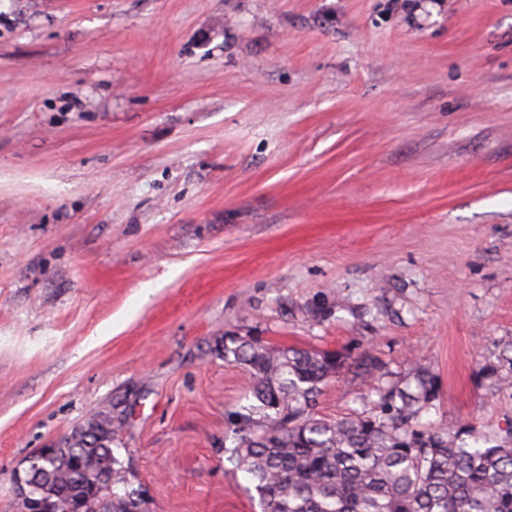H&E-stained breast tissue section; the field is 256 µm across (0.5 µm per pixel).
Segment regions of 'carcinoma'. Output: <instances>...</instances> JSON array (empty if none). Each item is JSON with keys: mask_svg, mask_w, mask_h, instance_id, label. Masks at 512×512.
Here are the masks:
<instances>
[{"mask_svg": "<svg viewBox=\"0 0 512 512\" xmlns=\"http://www.w3.org/2000/svg\"><path fill=\"white\" fill-rule=\"evenodd\" d=\"M224 359L248 367L254 404L228 413L224 456L245 474L262 512H512V428L486 438L421 422L436 399L433 375L378 387L363 410L328 421L316 397L338 374L335 353L275 351L245 337L224 338ZM485 368L497 386L512 384V346ZM121 425L92 420L39 463L35 492L55 512H131L128 480L112 448Z\"/></svg>", "mask_w": 512, "mask_h": 512, "instance_id": "1", "label": "carcinoma"}]
</instances>
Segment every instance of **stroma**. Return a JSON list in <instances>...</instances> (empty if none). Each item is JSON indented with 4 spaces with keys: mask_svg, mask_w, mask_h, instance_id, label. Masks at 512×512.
Listing matches in <instances>:
<instances>
[{
    "mask_svg": "<svg viewBox=\"0 0 512 512\" xmlns=\"http://www.w3.org/2000/svg\"><path fill=\"white\" fill-rule=\"evenodd\" d=\"M228 336L512 426V0H0V512L108 412L147 512H261ZM509 352L512 353V345L503 349L502 353L499 354L497 365L490 364L485 368V375L492 378L493 383L497 386H511L512 384V355L508 356ZM502 361L508 363V369L504 368V364H500ZM13 491L18 499L27 501L30 510L29 512H49L50 510L44 507L41 503L35 501L31 497L32 482L28 473L27 467L22 468L18 466L12 474Z\"/></svg>",
    "mask_w": 512,
    "mask_h": 512,
    "instance_id": "35a3bbf8",
    "label": "stroma"
}]
</instances>
